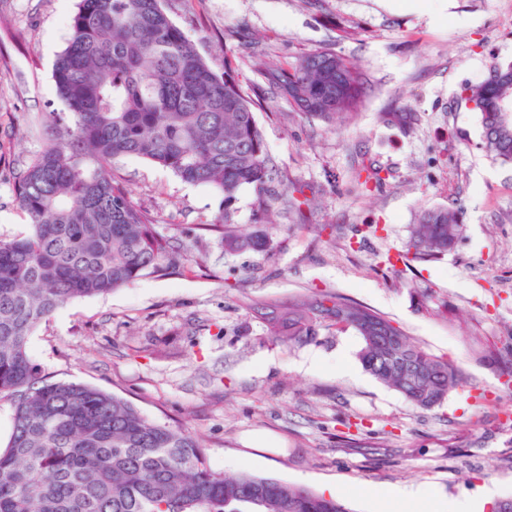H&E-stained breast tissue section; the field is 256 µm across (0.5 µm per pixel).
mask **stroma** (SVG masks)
<instances>
[{"mask_svg": "<svg viewBox=\"0 0 512 512\" xmlns=\"http://www.w3.org/2000/svg\"><path fill=\"white\" fill-rule=\"evenodd\" d=\"M78 0H0V237L28 229L14 174L45 144L32 121L62 111L52 68ZM216 73L232 61L243 87L266 93L258 61L321 49L356 61L367 97L336 128L270 99L256 120L282 195L272 219L253 190L231 209L263 251L228 253L200 226L221 199L205 185L134 156L115 174L160 233L188 246L182 274L146 276L79 298L37 327L32 360L51 380L116 394L196 436L210 468L325 492L351 512H397L390 492L427 487L484 512L512 497V165L479 148L458 95L512 62V0H163ZM414 113L413 125L385 114ZM380 182L357 183L362 167ZM458 198L463 229L447 254L392 264L424 210ZM447 303L430 315L419 293ZM333 293L402 327L455 363L462 383L422 410L367 373L359 338L321 336L285 350L265 338L250 300Z\"/></svg>", "mask_w": 512, "mask_h": 512, "instance_id": "stroma-1", "label": "stroma"}]
</instances>
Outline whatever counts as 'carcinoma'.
Segmentation results:
<instances>
[{"label":"carcinoma","mask_w":512,"mask_h":512,"mask_svg":"<svg viewBox=\"0 0 512 512\" xmlns=\"http://www.w3.org/2000/svg\"><path fill=\"white\" fill-rule=\"evenodd\" d=\"M498 96L486 81L465 87L486 156L512 165V135L491 133L498 105L512 102V62L495 64ZM268 89L297 110L346 124L363 106L359 66L332 50L261 71ZM66 114L18 173L15 198L27 232L0 238V397L13 407L0 449V512H351L341 501L277 478L210 469L193 435L146 417L132 403L75 381H50L28 353L29 337L60 307L109 294L147 276L184 269L186 247L156 229L111 162L135 156L206 185L231 203L251 189L271 213L276 169L255 118L258 97L231 65L211 69L161 0H79L67 46L52 70ZM456 200L424 211L409 248L437 257L462 231ZM227 252L256 250L261 235L234 229L225 209L207 225ZM267 339L284 347L325 334L359 336L372 376L414 406L431 410L461 380L389 319L358 302L321 294L283 306L250 301Z\"/></svg>","instance_id":"1"}]
</instances>
